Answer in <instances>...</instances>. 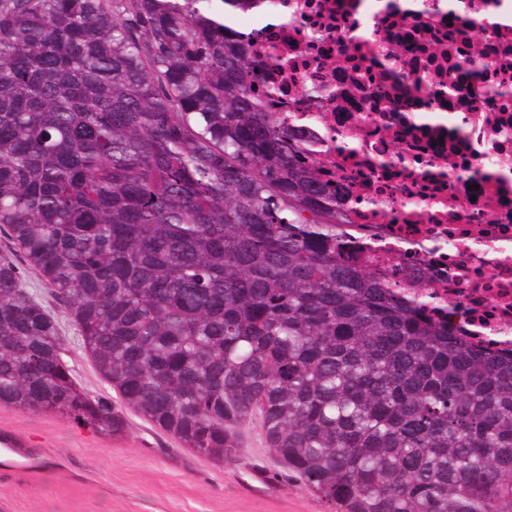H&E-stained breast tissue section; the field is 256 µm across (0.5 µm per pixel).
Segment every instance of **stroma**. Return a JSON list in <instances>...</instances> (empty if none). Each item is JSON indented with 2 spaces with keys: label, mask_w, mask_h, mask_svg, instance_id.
<instances>
[{
  "label": "stroma",
  "mask_w": 512,
  "mask_h": 512,
  "mask_svg": "<svg viewBox=\"0 0 512 512\" xmlns=\"http://www.w3.org/2000/svg\"><path fill=\"white\" fill-rule=\"evenodd\" d=\"M26 290L53 315L65 361L91 394L113 390L81 347L70 310L33 273ZM125 431L102 435L49 412L0 406V512H328L277 459L257 424H244L224 463L185 448L124 410Z\"/></svg>",
  "instance_id": "obj_1"
}]
</instances>
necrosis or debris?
Instances as JSON below:
<instances>
[{
    "mask_svg": "<svg viewBox=\"0 0 512 512\" xmlns=\"http://www.w3.org/2000/svg\"><path fill=\"white\" fill-rule=\"evenodd\" d=\"M409 2L242 0L253 91L335 194L342 260L406 297L397 268L424 273L427 315L510 349L512 0Z\"/></svg>",
    "mask_w": 512,
    "mask_h": 512,
    "instance_id": "4bbe7bcc",
    "label": "necrosis or debris"
}]
</instances>
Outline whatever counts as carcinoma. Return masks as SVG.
<instances>
[{
	"label": "carcinoma",
	"mask_w": 512,
	"mask_h": 512,
	"mask_svg": "<svg viewBox=\"0 0 512 512\" xmlns=\"http://www.w3.org/2000/svg\"><path fill=\"white\" fill-rule=\"evenodd\" d=\"M237 0H0V228L123 403L217 463L258 421L330 512H512V353L338 254ZM0 405L125 429L0 260Z\"/></svg>",
	"instance_id": "obj_1"
}]
</instances>
